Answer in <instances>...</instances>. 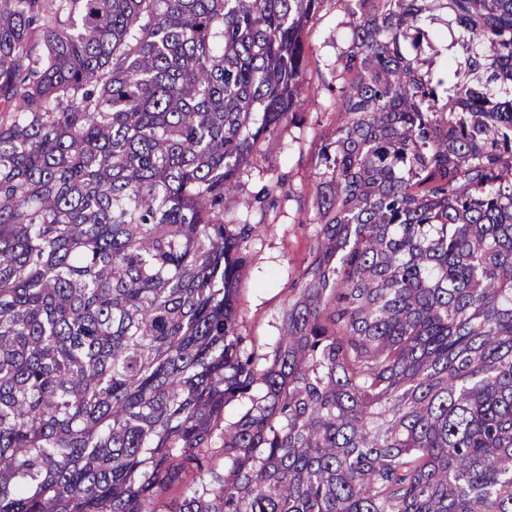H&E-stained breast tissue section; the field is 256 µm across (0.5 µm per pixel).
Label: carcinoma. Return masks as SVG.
I'll return each mask as SVG.
<instances>
[{
	"label": "carcinoma",
	"mask_w": 512,
	"mask_h": 512,
	"mask_svg": "<svg viewBox=\"0 0 512 512\" xmlns=\"http://www.w3.org/2000/svg\"><path fill=\"white\" fill-rule=\"evenodd\" d=\"M324 2L0 0V512H512V0H339L317 246L240 331Z\"/></svg>",
	"instance_id": "carcinoma-1"
}]
</instances>
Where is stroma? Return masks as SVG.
<instances>
[{
	"label": "stroma",
	"mask_w": 512,
	"mask_h": 512,
	"mask_svg": "<svg viewBox=\"0 0 512 512\" xmlns=\"http://www.w3.org/2000/svg\"><path fill=\"white\" fill-rule=\"evenodd\" d=\"M347 17L336 0H325L309 21L303 40L308 57L304 88L317 91L319 107L304 112L302 121L283 128L273 153L257 152L241 174V187L228 205L238 222L264 221L265 230L249 248V265L240 290V330L265 346L281 334L282 316L296 294L295 281L316 247L313 184L320 141L336 124V95L330 92L331 72L346 46ZM275 185L265 211L252 208L253 196Z\"/></svg>",
	"instance_id": "obj_1"
}]
</instances>
